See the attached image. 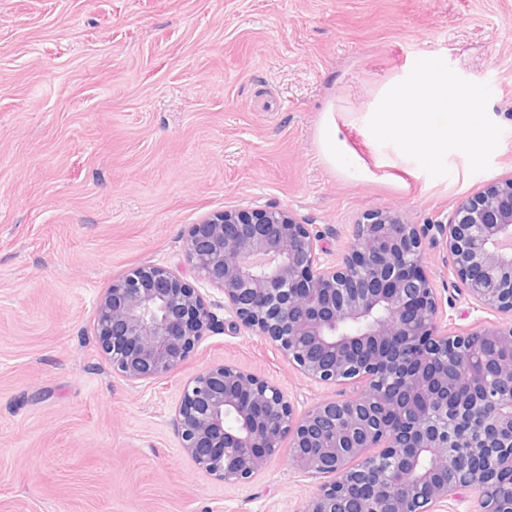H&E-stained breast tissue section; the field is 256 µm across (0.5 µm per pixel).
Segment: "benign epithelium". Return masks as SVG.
<instances>
[{"label":"benign epithelium","instance_id":"1","mask_svg":"<svg viewBox=\"0 0 512 512\" xmlns=\"http://www.w3.org/2000/svg\"><path fill=\"white\" fill-rule=\"evenodd\" d=\"M453 271L482 308L506 323L453 334L424 265L425 230L393 210H371L332 263L321 234L277 206L226 209L189 229L185 259L224 294L232 326L272 342L307 378L343 394L297 414L259 375L224 363L186 382L175 423L184 451L208 474L238 483L288 444L300 473L322 480L303 512H435L464 492L479 512H512V363L485 354L491 379L474 382L448 356L468 345L512 347V176L459 199L433 225ZM224 324L198 289L168 268L141 265L96 304L95 335L129 380L176 371ZM481 417L489 438L455 429Z\"/></svg>","mask_w":512,"mask_h":512}]
</instances>
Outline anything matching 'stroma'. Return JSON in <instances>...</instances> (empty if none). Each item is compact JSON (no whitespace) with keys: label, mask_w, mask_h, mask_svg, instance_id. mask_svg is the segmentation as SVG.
<instances>
[{"label":"stroma","mask_w":512,"mask_h":512,"mask_svg":"<svg viewBox=\"0 0 512 512\" xmlns=\"http://www.w3.org/2000/svg\"><path fill=\"white\" fill-rule=\"evenodd\" d=\"M488 84L503 130L488 170L448 176L388 145L353 144L370 178L321 157L324 112L373 111L417 58ZM512 174V0H0V512H302L318 482L280 450L227 484L181 446L185 382L223 363L258 373L296 411L338 392L267 339L210 334L174 373L130 381L93 323L113 278L181 272L218 318L222 292L185 261L191 225L279 205L332 261L370 209L429 226L424 261L449 331L496 322L461 287L434 223Z\"/></svg>","instance_id":"35a3bbf8"}]
</instances>
